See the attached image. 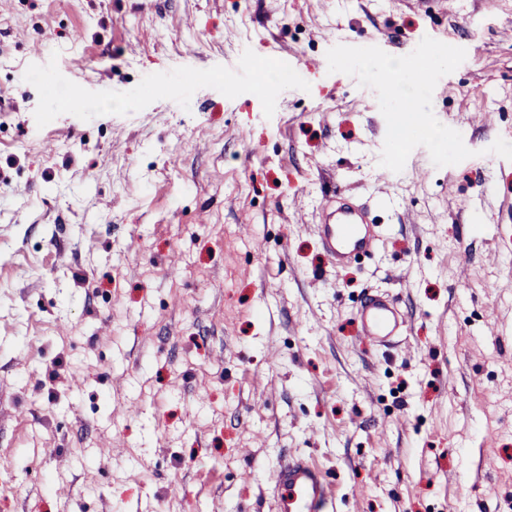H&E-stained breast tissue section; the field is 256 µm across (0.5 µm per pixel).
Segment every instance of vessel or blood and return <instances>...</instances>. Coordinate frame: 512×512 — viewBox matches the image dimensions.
Instances as JSON below:
<instances>
[{
  "instance_id": "b4317fda",
  "label": "vessel or blood",
  "mask_w": 512,
  "mask_h": 512,
  "mask_svg": "<svg viewBox=\"0 0 512 512\" xmlns=\"http://www.w3.org/2000/svg\"><path fill=\"white\" fill-rule=\"evenodd\" d=\"M322 248L332 265L344 266L375 251L380 232L370 211L355 196L334 191L317 227ZM364 339L380 348L396 343L405 321L393 300L384 294L366 297L357 309ZM277 512H331L329 483L308 462L291 458L270 474Z\"/></svg>"
}]
</instances>
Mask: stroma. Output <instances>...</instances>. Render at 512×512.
Segmentation results:
<instances>
[{
	"instance_id": "1",
	"label": "stroma",
	"mask_w": 512,
	"mask_h": 512,
	"mask_svg": "<svg viewBox=\"0 0 512 512\" xmlns=\"http://www.w3.org/2000/svg\"><path fill=\"white\" fill-rule=\"evenodd\" d=\"M426 36L485 44L433 93L474 155L420 146L381 185L376 93L323 62ZM499 138L512 0H0V512H275L291 455L334 512H512ZM337 187L381 230L340 267ZM370 293L394 347L360 334ZM364 339L380 348L396 343L405 329V321L393 300L385 294L366 297L357 309Z\"/></svg>"
}]
</instances>
